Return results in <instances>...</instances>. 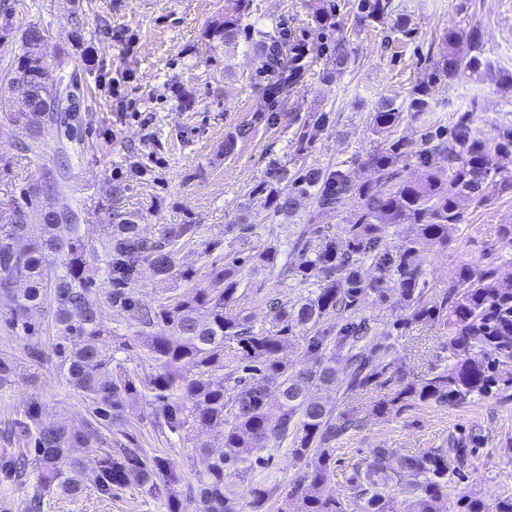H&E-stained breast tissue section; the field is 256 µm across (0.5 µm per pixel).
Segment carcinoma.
<instances>
[{
    "mask_svg": "<svg viewBox=\"0 0 512 512\" xmlns=\"http://www.w3.org/2000/svg\"><path fill=\"white\" fill-rule=\"evenodd\" d=\"M250 2L225 0L224 17L211 24L207 37L227 48L241 42L251 46L264 77L259 90L271 107H281L327 46L276 24L244 22ZM349 5L355 23L386 27L388 46L396 34L406 33L407 22L396 13L393 0H349ZM314 21L322 31L335 27V8H318ZM42 34L35 25L22 32L23 53L6 74L11 83L26 76L32 84L29 101L11 113V120L33 131L65 120L59 88L50 82L35 49ZM465 37L472 51L466 59L451 52L435 62L424 57L432 62L431 72L412 87L410 102L396 95L374 102L372 131L382 143L367 155V163L378 173L376 180L358 184L345 170L311 165L301 168L283 189L259 190L262 209L274 215L293 214L297 200L307 196L316 202L317 220L331 216L347 198L359 205L355 218L344 227L343 245L318 226L303 231L318 235L320 241L303 244L305 258L296 270L283 266L277 276L284 279L292 272L314 290L290 306L273 299L269 329L255 330L227 310L242 282L237 258L213 270L205 286L196 285L152 307L136 304L134 290L145 265L160 283L178 275L191 278V273L177 270V256L200 234L198 224H168L158 236L147 237L133 216H120L101 225L99 236L92 238L69 208L47 211L41 223L31 224L24 207H15L7 223L0 224V295L10 298L9 308L0 309V324L26 340L27 357L40 362L45 349L31 333L29 318L33 310L48 306L60 370L93 415L71 427L47 418L39 405L31 407L25 429L34 448L0 459V470L9 474L37 473L42 492L26 501V512H43L45 493L73 497L85 482L106 496L125 487L151 496L165 493L170 512H234L225 478L262 464L260 453L284 442L290 444L291 458L301 469L284 497L282 512L295 502L296 512H346L341 501L322 498L319 487L330 474L336 440L357 424V416L334 415L309 398L310 389L348 392L387 386L390 393L374 405L379 416L412 401L444 406L493 394L500 383L498 367L512 362V285H504L490 270L465 264L443 296L428 299L421 288L424 270L419 253L447 249L448 226L462 220L460 203H483L488 185L508 173L512 128L505 129L492 147L475 136L468 117L447 139L437 132L425 133L417 149L392 138L405 111L416 119L431 111L432 88L438 82L486 68L480 31L472 29ZM329 62L332 67L321 75L324 82L330 81L332 69L347 64L343 44L333 46ZM276 120L275 112H257L239 123L224 138V156L234 154L260 126H272ZM329 123L330 113H309L297 134L296 154L304 155ZM413 159L418 174L406 176ZM395 224L413 225L415 236L390 248L386 237ZM370 268L378 275L369 276ZM102 282L108 285L112 306L135 310L142 326L155 329L144 339L155 364L152 374L131 376L112 368V329L100 315ZM389 282L397 286L395 300ZM368 303L400 310L393 322L396 329L426 322L442 326L448 331V366L410 379L401 368L383 362L390 349L387 337L371 334L366 319H354ZM331 315L340 318L334 336L319 328ZM293 339L302 341L303 354L287 360L281 352ZM226 340L236 342L239 351L228 362ZM339 359L347 363L343 374L336 370ZM133 394L150 398L157 427L171 433L187 424L194 427L193 448L198 452L209 448L212 427H224V451L198 479L188 507L172 494L181 477L167 469L165 460L150 459L124 443L128 435L122 417ZM74 448L98 453L91 472L72 455ZM464 455L463 448L452 456L433 448L394 459L388 449L374 448L353 468L350 495L360 512H443L441 501L448 497L450 476ZM454 512H512V497L486 504L461 496Z\"/></svg>",
    "mask_w": 512,
    "mask_h": 512,
    "instance_id": "cac0c4a2",
    "label": "carcinoma"
}]
</instances>
